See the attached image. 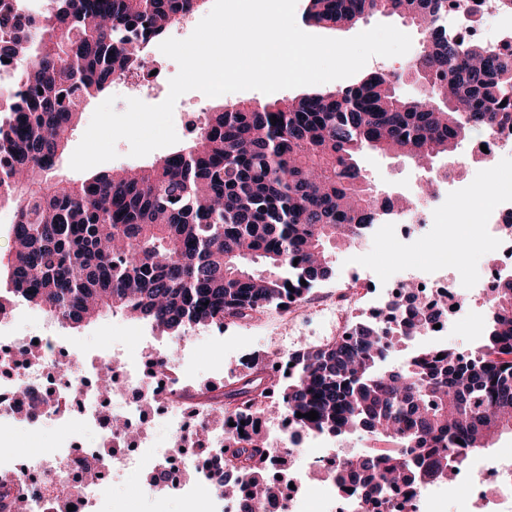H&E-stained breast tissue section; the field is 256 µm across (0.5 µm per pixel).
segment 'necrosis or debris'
Listing matches in <instances>:
<instances>
[{
  "instance_id": "obj_1",
  "label": "necrosis or debris",
  "mask_w": 512,
  "mask_h": 512,
  "mask_svg": "<svg viewBox=\"0 0 512 512\" xmlns=\"http://www.w3.org/2000/svg\"><path fill=\"white\" fill-rule=\"evenodd\" d=\"M448 31L455 38L468 42L478 40L502 50L512 48V18H496L489 0H450ZM512 155V125L498 126L481 132L467 148L470 164L483 165ZM460 165H451L431 172L435 183L433 195L423 203L401 208L389 201L381 210L378 222L397 230L402 239H418V230L433 227L449 188L461 186ZM481 234L494 242V258L486 280L475 281L461 304L470 309L486 310L489 299L502 275L512 272V179H501L499 193L481 215ZM417 286L418 306L443 303L453 294L446 274L440 271L413 270L401 275L393 290L381 293L370 280L350 277L328 293L325 303L336 317V334L344 336L357 304H364L380 326L389 328V305L393 300L408 303V286ZM14 313L0 315V429L13 421H23L33 428L52 427L60 431L56 447L29 454L24 464L0 460V493L22 494L28 500V512H48L42 498V486L53 481L66 487L64 504L74 512H103L107 477H121L132 468H160L161 482L141 486L140 494L159 496L162 488L179 490L186 499H194L197 488L186 478L194 473L205 480L211 490L208 512H309L305 499L288 497L272 503L257 502L244 497L228 498L218 487L215 464H204L194 456L163 458L148 433L143 420L147 407H155L169 429L178 436L200 428H209L224 413L221 391L194 389L176 369L166 372L165 384H157L151 375L141 371L136 362H128L119 374L110 398H102L96 374L86 373L59 351V338L46 330L42 338L31 339L13 333ZM82 396L77 414L67 413L61 405L73 393ZM126 421L138 437L131 456L104 455L100 449L73 444L78 434L92 432L111 438V418ZM305 432L289 426L288 437L276 440V448H288L298 459L306 474H329L339 452L313 454L305 448ZM166 466H159V459ZM455 489L435 485L419 486L401 504H375L353 491H333L323 496L321 512H441L443 503H450L451 512H512V448L501 447L488 458L471 461L455 476Z\"/></svg>"
}]
</instances>
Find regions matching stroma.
<instances>
[{
    "label": "stroma",
    "instance_id": "1",
    "mask_svg": "<svg viewBox=\"0 0 512 512\" xmlns=\"http://www.w3.org/2000/svg\"><path fill=\"white\" fill-rule=\"evenodd\" d=\"M379 24H390L410 35L412 47L408 54L396 57H372L364 67L365 72L388 73L406 66L418 54L421 37L406 19L396 15L373 14L355 26L344 29H327L304 25L306 33L346 39ZM290 90L283 89L270 94L257 90H245L209 97L199 91L182 95L174 107V118L199 107L215 111L237 102L257 101L272 103L290 97ZM372 187L379 194H393L415 186L425 180L424 169L409 160L375 151H366L359 159ZM512 172V159L496 161L494 166H483L466 186L449 194V203L468 200L472 217H480L484 205L478 191L496 181L498 175ZM455 231L463 240V256L451 261L437 253L430 243L420 242L400 246L393 242L386 229H379L374 237L358 239L347 246L330 247L329 252L338 273L349 275L370 274L376 277L392 276L402 268L439 269L454 278L458 295H465L467 287L486 268L492 253L490 243L471 232L467 223L456 225ZM334 334V323L329 311L310 310L294 327L283 328L276 319H268L256 325L244 324L221 336H206L199 344L190 346L173 337L154 330L151 323L133 321L120 314H105L95 322L79 329L64 330L69 352L74 353L81 364L88 365L114 350H122L140 364H147L149 356L156 355L175 364L181 376L197 388H220L234 376L233 364L242 357L263 358L272 347H280L282 354H289L301 345L328 343ZM59 438L52 429H34L16 423L0 431V441L8 443L16 463H23L28 454L42 448L55 447ZM148 479L141 469L130 470L121 479L107 486L105 512H192V507L176 491H164L162 499L138 496L136 490Z\"/></svg>",
    "mask_w": 512,
    "mask_h": 512
}]
</instances>
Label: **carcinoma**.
Segmentation results:
<instances>
[{"mask_svg":"<svg viewBox=\"0 0 512 512\" xmlns=\"http://www.w3.org/2000/svg\"><path fill=\"white\" fill-rule=\"evenodd\" d=\"M6 2L0 65H16L22 89L0 86V201L15 211L12 248L0 261V313L20 299L77 329L115 312L178 339L224 320L249 322L333 278L327 245L351 242L372 223L380 197L362 153L428 163L454 156L474 131L512 123V52L448 36L438 24L448 0H307L304 20L318 27L374 13L417 16L420 52L401 71L334 91L210 112L186 147L72 184L54 170L86 105L144 67L147 45L205 0H48L33 15ZM411 75L423 80L424 96L398 94ZM440 315L399 313L396 338L356 315L348 336L290 353L291 377L271 373L277 361L268 356L254 360L226 384L224 413L249 420L277 409L310 432L364 431L387 443L330 472L367 502L440 484L512 433V278H501L467 359L423 347L386 366L395 344ZM224 446V490L281 496L267 477L275 449L261 431Z\"/></svg>","mask_w":512,"mask_h":512,"instance_id":"cac0c4a2","label":"carcinoma"}]
</instances>
